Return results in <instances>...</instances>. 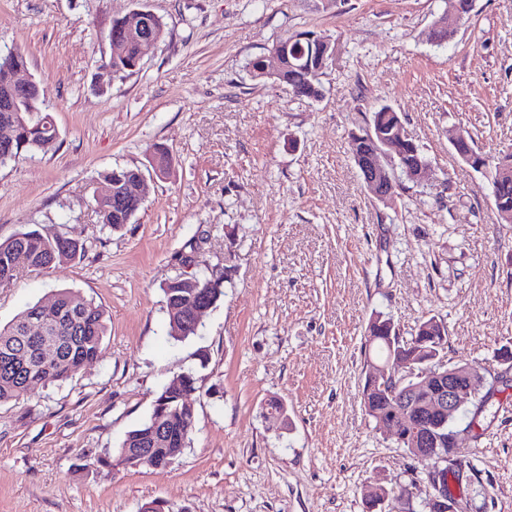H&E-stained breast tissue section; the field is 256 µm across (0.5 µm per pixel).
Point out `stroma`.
<instances>
[{
  "label": "stroma",
  "instance_id": "stroma-1",
  "mask_svg": "<svg viewBox=\"0 0 512 512\" xmlns=\"http://www.w3.org/2000/svg\"><path fill=\"white\" fill-rule=\"evenodd\" d=\"M166 24L131 74L99 83L115 18ZM446 0H0V51L23 50L60 133L55 151L0 165V242L38 231L81 258L0 288V326L69 288L104 308L96 360L0 405V512H366L375 486L435 495L430 463L376 430L361 403L375 314L410 338L428 318L449 364L512 379V224L454 152H512V0H473L447 46L427 33ZM331 39L319 100L251 76L289 34ZM384 104L429 159L392 201L373 198L349 135ZM170 174L155 177V149ZM140 169L144 207L98 224L100 171ZM220 280L196 335L168 334L163 284ZM198 377L190 442L170 467L117 464L177 374ZM282 400L285 419L264 405ZM464 408L453 467L465 512H512V388Z\"/></svg>",
  "mask_w": 512,
  "mask_h": 512
}]
</instances>
